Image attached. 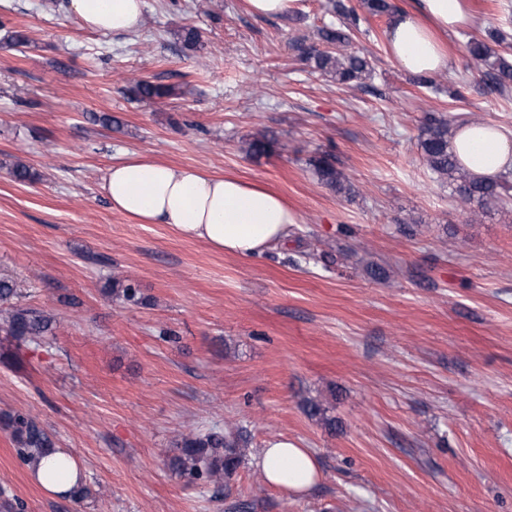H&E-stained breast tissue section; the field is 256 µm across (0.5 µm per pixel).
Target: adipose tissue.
I'll return each mask as SVG.
<instances>
[{"label": "adipose tissue", "instance_id": "ef3b65f1", "mask_svg": "<svg viewBox=\"0 0 512 512\" xmlns=\"http://www.w3.org/2000/svg\"><path fill=\"white\" fill-rule=\"evenodd\" d=\"M67 9L90 29L124 35L139 29L143 0H67ZM473 23L467 0H418L417 10L392 15L386 30L389 53L408 74L446 71L442 35ZM454 145L474 177L512 169V138L494 125H463ZM101 188L113 210L142 224L169 225L230 255L247 257L275 248L298 221L286 199L263 183L141 157L113 164ZM256 465L269 484L296 494L308 492L319 476L310 451L288 439L268 441Z\"/></svg>", "mask_w": 512, "mask_h": 512}]
</instances>
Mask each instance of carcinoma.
Instances as JSON below:
<instances>
[{
  "label": "carcinoma",
  "mask_w": 512,
  "mask_h": 512,
  "mask_svg": "<svg viewBox=\"0 0 512 512\" xmlns=\"http://www.w3.org/2000/svg\"><path fill=\"white\" fill-rule=\"evenodd\" d=\"M333 10L344 19L340 26L325 25L318 29L323 42L347 48L353 41V29L359 27V18L354 10L338 2ZM471 59L483 62L488 70L484 73L487 86L500 94L505 93L512 83V63L504 57L492 56L489 45L473 38L468 44ZM315 68L334 74L336 82L349 85L369 72L366 58L355 52L332 55L326 52L312 54ZM134 93L143 99H162L174 95V89L140 80L135 83ZM451 121L442 117H430L425 133L419 141L422 156L428 168L440 177L457 181L456 193L463 206L472 213L491 205L507 204L512 199V181L502 175L476 179L463 171L451 146L453 133ZM312 166L319 179L327 186L339 191L350 192L339 179L332 158L323 155L312 160ZM111 294L132 304L141 303L138 290L131 284L113 281ZM17 295L14 285L0 280V331L15 339L44 337L53 330V318L44 311L23 307L13 303ZM10 431L16 456L20 463L30 470L37 467L39 460L56 451L55 442L40 422L29 414L16 413L5 421ZM241 464L238 452V438L233 432L219 430L198 432L184 437L178 452L169 458V469L188 484H221L231 477Z\"/></svg>",
  "instance_id": "1"
}]
</instances>
